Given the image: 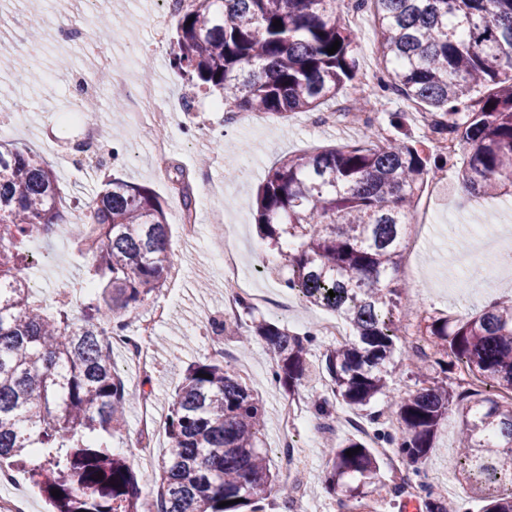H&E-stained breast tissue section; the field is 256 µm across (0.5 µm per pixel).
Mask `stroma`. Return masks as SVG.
<instances>
[{"instance_id":"1","label":"stroma","mask_w":512,"mask_h":512,"mask_svg":"<svg viewBox=\"0 0 512 512\" xmlns=\"http://www.w3.org/2000/svg\"><path fill=\"white\" fill-rule=\"evenodd\" d=\"M102 15L86 18L85 27L95 38L99 50L112 57L114 67L110 81L136 83L143 73H150L158 99L174 105L182 104L189 88L169 67L170 48L150 45V18L158 0H101ZM54 0H0V35L6 40L0 46V126H11L15 112H22L25 122L13 131L11 141L26 145L41 155L60 177L66 197L90 203L106 174L150 188L162 201L169 223L168 246L175 257V270L182 281L175 311L169 316L153 341L152 368L143 373L137 362L124 352L113 351L112 359L132 394L151 389L158 418H166L168 406L187 366L194 362L220 360L239 370L250 388L265 405L263 446L267 449L272 470L283 473L286 458L281 444L295 440L298 451L311 461L302 488L309 512H338L336 498L323 483L326 465L325 447L353 433L346 422L350 409L335 403L336 420L332 428L311 431L316 417L312 400L331 397L328 378L316 376L300 386L295 395H288L275 383L266 346L253 341L249 350H242L235 337L212 331L211 319L224 317V276L215 265V254L231 248L242 260L257 269V287L266 289L276 302H284L283 285L277 270L279 260L269 250L254 225L256 189L265 172L273 164L291 155L316 148L342 145L356 141L363 133H371L373 141L385 144L393 138L407 139L424 154H432L431 133L410 102L388 93L374 97L369 110L358 113L356 125L333 126L320 123L317 113H299L289 119L255 117L248 129L228 121L224 110L218 109V94L197 93L196 116L177 112L172 115L164 137L170 146L171 162L165 171L154 165L150 141L139 129L131 126L125 113L112 109L106 84L98 82V74L84 44L75 43L68 53H60L49 34L57 23ZM350 25L357 35L356 59L358 78L377 79L382 53L379 29L372 13L354 14ZM95 82L93 93L98 107L92 123L105 129L106 141L100 157L107 159V168L96 165L97 158L74 152L73 145L82 140L84 124L64 122L63 112L70 105L68 87L75 75ZM401 113L400 124H393L392 113ZM223 140V150H216V140ZM219 153L222 164H214L212 153ZM208 172L220 185L219 193L194 190L193 211L199 219V238L186 243L178 222L182 202L173 190L177 172ZM462 186L457 176H450L438 188H425L415 202L411 224H418L424 209L434 211L429 227L423 229L421 240L413 253L404 255L397 272L399 284L405 287L406 301L393 312L405 322L444 313L467 319L479 313L489 302L512 301V279L493 288L484 285L471 273L460 269L457 259L449 258L456 242H470L471 229H479L487 237L500 234L499 224L490 222L489 212L512 206L510 196H487L481 204L457 211ZM224 209L229 217L226 228L212 226L205 214L211 208ZM26 274L34 290L33 298L48 309L66 306L71 317H83L86 292L83 288L88 258L73 252L69 242L50 236L26 245ZM288 311H264L268 321L297 334L313 333L310 359L320 362L333 339L318 334L316 324L328 318L327 310L306 304L302 299L290 302ZM150 386H143V378ZM288 404L298 422L288 435L277 428V409ZM139 404L131 402L126 426L113 435V451L126 456L137 476L155 473L168 448L167 436H160L148 451L137 446Z\"/></svg>"}]
</instances>
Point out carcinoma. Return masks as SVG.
<instances>
[{
  "label": "carcinoma",
  "instance_id": "cac0c4a2",
  "mask_svg": "<svg viewBox=\"0 0 512 512\" xmlns=\"http://www.w3.org/2000/svg\"><path fill=\"white\" fill-rule=\"evenodd\" d=\"M367 1L388 66L380 90L425 107L433 129L463 146L459 178L468 193L512 195V0H191L176 10L171 66L191 87L223 93L229 112H320L356 78L357 37L345 14ZM439 168L410 145L379 146L367 135L268 170L255 199L262 239L287 267V287L350 329L317 367L311 334L251 319L250 336L266 344L286 392L319 370L335 399L378 420L368 408L386 393V364L398 349L410 354L392 313L404 293L396 278L402 240L415 199ZM63 198L57 173L38 154L0 141V470H28L52 512H143L137 476L107 443L125 426L132 399L108 336L126 331L122 316L162 287L175 264L165 210L150 188L114 176L78 222ZM49 234L92 257L79 322L62 306L51 314L30 301L23 247ZM418 332L432 352L420 350L410 371L416 389L387 402L397 430L381 428L377 437L423 464L457 411L465 435L453 467L486 502L484 512H512V471L500 467L512 459V398L453 388L445 360L512 392V303L465 321L429 316ZM263 417L235 368L189 366L166 418L170 448L158 466L156 512H266L277 475L259 445ZM328 456L326 489L339 492L342 510L372 512L374 495L404 492L381 480L361 438L329 446ZM419 488L422 512H458L457 503Z\"/></svg>",
  "mask_w": 512,
  "mask_h": 512
}]
</instances>
